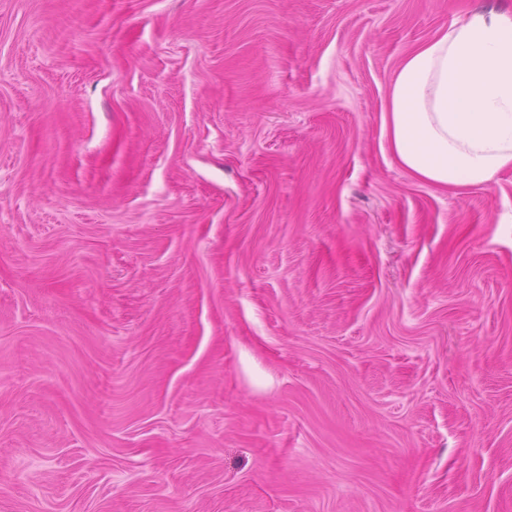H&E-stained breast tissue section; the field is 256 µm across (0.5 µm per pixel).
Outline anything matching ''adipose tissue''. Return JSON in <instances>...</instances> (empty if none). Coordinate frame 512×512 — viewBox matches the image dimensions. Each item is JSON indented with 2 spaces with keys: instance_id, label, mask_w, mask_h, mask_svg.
<instances>
[{
  "instance_id": "ef3b65f1",
  "label": "adipose tissue",
  "mask_w": 512,
  "mask_h": 512,
  "mask_svg": "<svg viewBox=\"0 0 512 512\" xmlns=\"http://www.w3.org/2000/svg\"><path fill=\"white\" fill-rule=\"evenodd\" d=\"M382 149L412 180L446 191L512 169L511 12H470L402 59Z\"/></svg>"
}]
</instances>
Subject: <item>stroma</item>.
Wrapping results in <instances>:
<instances>
[{"mask_svg":"<svg viewBox=\"0 0 512 512\" xmlns=\"http://www.w3.org/2000/svg\"><path fill=\"white\" fill-rule=\"evenodd\" d=\"M512 0H0V512H512V171L380 144Z\"/></svg>","mask_w":512,"mask_h":512,"instance_id":"35a3bbf8","label":"stroma"}]
</instances>
